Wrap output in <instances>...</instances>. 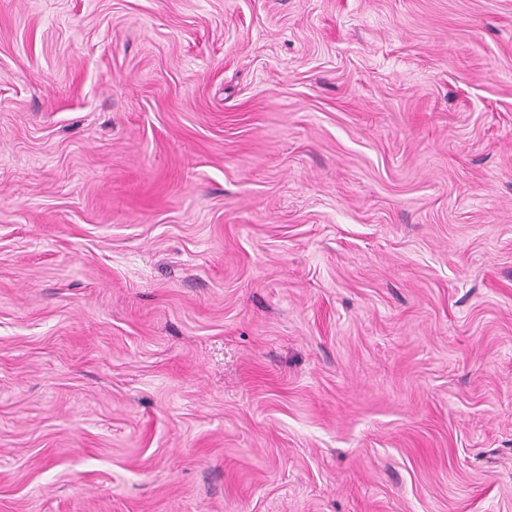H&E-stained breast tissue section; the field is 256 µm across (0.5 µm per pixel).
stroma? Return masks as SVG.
Masks as SVG:
<instances>
[{
    "mask_svg": "<svg viewBox=\"0 0 512 512\" xmlns=\"http://www.w3.org/2000/svg\"><path fill=\"white\" fill-rule=\"evenodd\" d=\"M0 512H512V0H0Z\"/></svg>",
    "mask_w": 512,
    "mask_h": 512,
    "instance_id": "1",
    "label": "stroma"
}]
</instances>
